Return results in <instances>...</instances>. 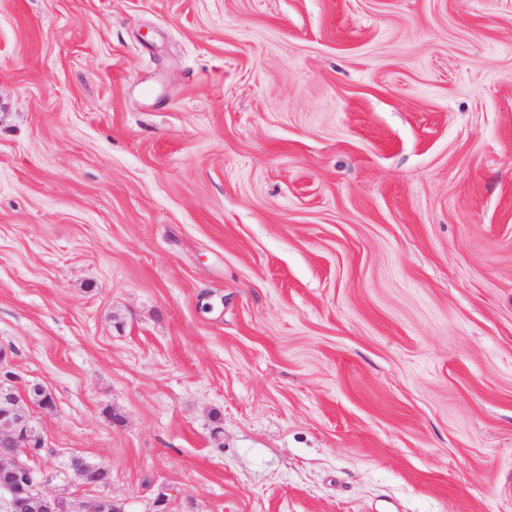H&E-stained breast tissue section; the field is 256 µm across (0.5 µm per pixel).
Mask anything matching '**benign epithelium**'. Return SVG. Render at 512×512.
<instances>
[{
  "instance_id": "1",
  "label": "benign epithelium",
  "mask_w": 512,
  "mask_h": 512,
  "mask_svg": "<svg viewBox=\"0 0 512 512\" xmlns=\"http://www.w3.org/2000/svg\"><path fill=\"white\" fill-rule=\"evenodd\" d=\"M23 404V395L16 388L0 389V472L10 474V480L0 484V507L12 512L35 492L41 497L43 512H59L58 495L43 491L47 477L30 464V448L43 441L24 413Z\"/></svg>"
}]
</instances>
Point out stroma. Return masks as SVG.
Masks as SVG:
<instances>
[{
	"instance_id": "stroma-1",
	"label": "stroma",
	"mask_w": 512,
	"mask_h": 512,
	"mask_svg": "<svg viewBox=\"0 0 512 512\" xmlns=\"http://www.w3.org/2000/svg\"><path fill=\"white\" fill-rule=\"evenodd\" d=\"M1 370L76 512H512V0H0Z\"/></svg>"
}]
</instances>
